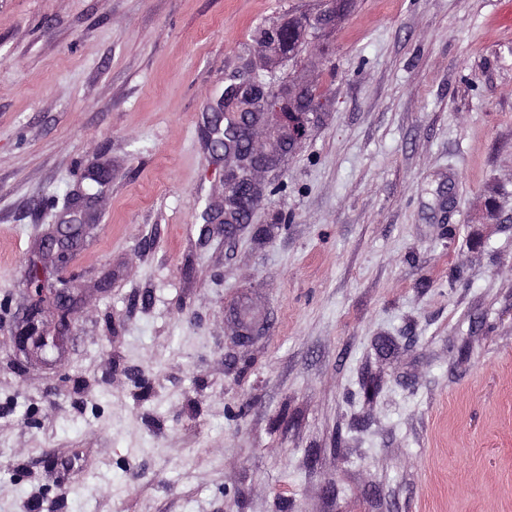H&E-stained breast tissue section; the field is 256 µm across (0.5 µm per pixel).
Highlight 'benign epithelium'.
Wrapping results in <instances>:
<instances>
[{
	"instance_id": "benign-epithelium-1",
	"label": "benign epithelium",
	"mask_w": 512,
	"mask_h": 512,
	"mask_svg": "<svg viewBox=\"0 0 512 512\" xmlns=\"http://www.w3.org/2000/svg\"><path fill=\"white\" fill-rule=\"evenodd\" d=\"M299 38V26L290 25L280 30L277 36L279 50L291 51ZM234 95L250 104L246 110L247 122L250 125L272 127L275 136L271 144L278 148L273 153H261L253 149L248 136H243L241 152L235 157L231 172L226 175V203L229 209L225 212V226H236L248 222L253 204L259 195V189L250 173L276 163L290 151L306 133L305 116L319 105L318 97L312 90H304L299 94L296 103L280 97L270 85L256 78L235 89ZM68 225L57 224L44 240L43 248L56 257L68 258L77 246L79 237L72 236L64 240ZM29 304L26 308V326L20 328L13 336L17 351L29 354L30 351L41 350L42 343L51 340L57 350L64 348L69 323L74 312V300L68 288H47L39 278L28 277ZM50 305L57 314L54 331H37L36 323L45 305Z\"/></svg>"
}]
</instances>
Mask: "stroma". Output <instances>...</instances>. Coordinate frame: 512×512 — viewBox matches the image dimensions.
<instances>
[{
	"label": "stroma",
	"instance_id": "1",
	"mask_svg": "<svg viewBox=\"0 0 512 512\" xmlns=\"http://www.w3.org/2000/svg\"><path fill=\"white\" fill-rule=\"evenodd\" d=\"M254 77L320 105L228 234ZM0 512H512V0H0ZM72 225L73 224H56L45 238L43 248L49 253H54L57 258L62 260L68 258L72 254L73 249L77 246L80 238L73 235L68 241H63L65 238L64 235L67 233V228ZM29 304L26 308V326L21 327L13 336L14 345L20 353L29 354L31 349L41 351L42 343L52 338L58 351H62L68 336L69 323L74 312V300L68 288H45L44 282L38 277H28ZM48 303L57 314L52 336L47 330L37 332L36 323Z\"/></svg>",
	"mask_w": 512,
	"mask_h": 512
}]
</instances>
